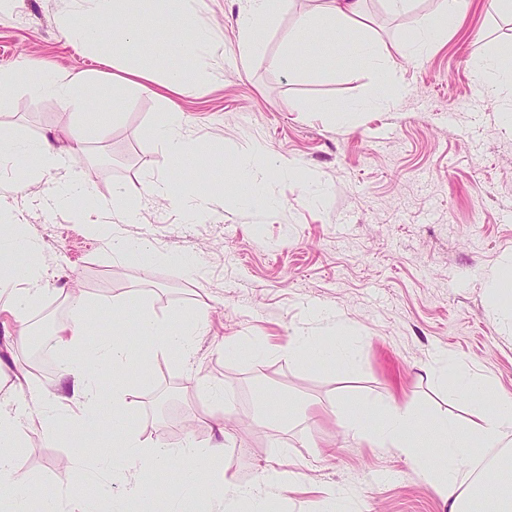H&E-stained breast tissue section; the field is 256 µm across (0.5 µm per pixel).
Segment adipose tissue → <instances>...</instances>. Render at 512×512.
<instances>
[{
  "label": "adipose tissue",
  "instance_id": "adipose-tissue-1",
  "mask_svg": "<svg viewBox=\"0 0 512 512\" xmlns=\"http://www.w3.org/2000/svg\"><path fill=\"white\" fill-rule=\"evenodd\" d=\"M75 9L60 19L63 31L84 47L97 51L102 47L100 26L112 22V52L123 55L129 63L128 74L136 77L139 92L153 93V77L138 66L137 60L150 45L156 30H163L170 47L180 55L197 58L210 46L209 33L190 20L191 0H73ZM282 0H239L237 23L246 50L257 49L252 35L260 23L277 12ZM310 9L300 12L279 52L272 58L275 68L290 70L296 62L309 33H316L321 42V67H330L336 60L337 49L381 67L391 49L381 42L362 35L365 0H312ZM431 18L422 20L400 46L401 56L416 58L429 51L444 38L463 15L465 0H434ZM41 95L62 101L71 100L79 82L55 72L22 70L19 74ZM111 109L97 113L84 124L73 143L63 151L48 140L24 142L16 136L0 134V167L15 166L25 161L26 167L13 180L16 191L22 192L45 177H52L54 187L45 203L49 206L69 204L74 180L68 170L81 157L87 142L99 137L110 122L113 110L119 109L123 98L117 85L104 92ZM153 136L173 165L179 166L191 157L195 144L182 132L179 113H167L164 121L153 130ZM254 164L237 169V201L263 211L269 201L260 191L261 178L268 168L261 146L251 148ZM36 255L40 246L20 238L14 225L0 226V313L12 324L19 340L29 336V314L41 301L42 268L38 264L14 266L12 256L17 250ZM66 298L74 315L73 321L58 323L50 336L53 351L66 361L51 386L33 382L27 374L17 375L8 390H0V512H29V496L4 494L3 488L15 481L13 458L21 447V432L32 421L45 428H55L67 421L73 433L89 430L104 410H111L113 425L124 432L120 449L112 451L113 466L132 467L145 460L151 466L171 472L178 484L192 487L203 482L211 461L223 457L224 445L217 442L201 451L185 444L178 452L167 450L160 443L149 444L137 432L129 430L133 404L128 399L124 382L113 381L111 398H104L99 377L109 370H120L127 360L123 344L102 337L95 349H87L85 336L93 322L91 308L83 293L72 290ZM136 308L139 313L133 333L148 337L147 355L177 352L183 360L194 353L193 338L206 323L207 308L178 316L169 324L155 320L146 310L142 298L135 293L113 303V311ZM350 329L342 321L325 322L322 337L299 331L288 350L289 356L302 362L314 359L320 367L353 370L356 357L352 347L345 345L343 336ZM439 376L461 400L473 405L474 412L467 425L448 419L421 427L419 419L406 407L388 403L375 407L356 402L343 425L348 435L367 441L376 448H392L418 463L423 475L447 500L448 512H512V488L491 487L484 483L488 471L508 470L505 451L512 447V398L499 395L490 378L464 370L455 359H446ZM67 410L66 419H59L58 410Z\"/></svg>",
  "mask_w": 512,
  "mask_h": 512
}]
</instances>
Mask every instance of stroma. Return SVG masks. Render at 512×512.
Returning a JSON list of instances; mask_svg holds the SVG:
<instances>
[{"mask_svg":"<svg viewBox=\"0 0 512 512\" xmlns=\"http://www.w3.org/2000/svg\"><path fill=\"white\" fill-rule=\"evenodd\" d=\"M306 0H290L257 30L261 48L242 57L237 0H198L193 23L210 32L213 51L198 59L170 54L156 33L142 64L156 81L181 68L199 73L191 90L171 102L129 91L119 120L87 144L73 169L76 181L111 205L112 189L140 200L134 224L114 223L113 234L151 244L149 273L121 264L101 238L74 223L70 212L38 204L50 179L25 194L0 177V221L21 223L43 251L45 291L32 312L39 322L58 311L72 321L63 287L76 285L101 305L86 337L95 347L112 331V301L138 291L160 321L209 306L191 362L178 354L132 363L123 378L137 406L129 425L142 440L175 448L192 441L206 448L216 430L201 421L198 388H218L231 403L220 470L242 485L277 466L298 473L290 489L269 488L271 512H325L326 493L342 495L343 512H448V504L416 465L394 450L347 437L340 423L352 401L396 400L428 422H466L470 408L427 375L434 360L453 353L465 367L491 376L512 395V339L503 303L494 301L487 276L512 262V129L499 105L507 90L488 88L475 68L512 42V19L493 0H470L463 18L439 46L414 61L392 55L383 71L337 50L331 72H318L320 53L310 42L297 70L270 64L293 30ZM71 0H14L0 11V72L28 63L82 76L81 107H104L97 90L124 74L125 61L102 57L71 41L58 25ZM434 0H414L406 12L366 0L365 24L375 39L404 40ZM404 92L391 109L362 113L351 127L315 112L328 100L342 105L374 100L381 74ZM182 115L198 152L174 169L152 136L166 106ZM77 107L35 94L27 83L0 90V132L26 140L52 138L68 145ZM313 173V186L272 175L263 190L272 206L263 215L230 194L238 168L251 162L252 144ZM209 174L210 210L199 221L152 196L155 184L181 173ZM338 315L353 334V371L325 370L289 358L298 329L311 328V312ZM261 352L254 361L253 352ZM59 363L33 366L28 346L11 345L0 327V383L17 368L49 383ZM280 401L262 406L264 395ZM121 436L111 415L75 436L67 427L24 429L15 472L30 495L55 497L62 512L92 500L99 512L122 504L126 512H246V502L213 483L203 493L179 490L159 497L160 469H113L105 449ZM138 484L128 497L129 484Z\"/></svg>","mask_w":512,"mask_h":512,"instance_id":"stroma-1","label":"stroma"}]
</instances>
